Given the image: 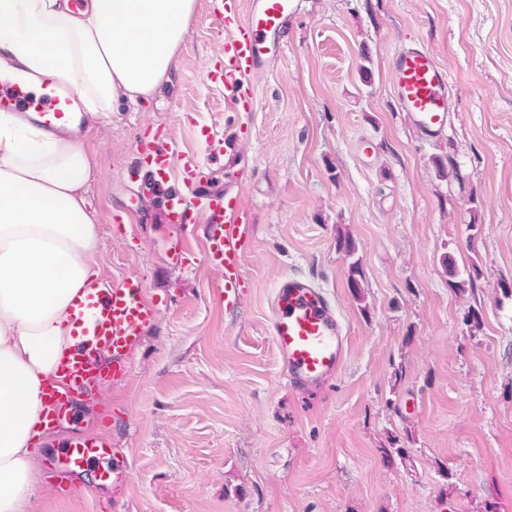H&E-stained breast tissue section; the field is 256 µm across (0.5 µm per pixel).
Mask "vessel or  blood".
I'll list each match as a JSON object with an SVG mask.
<instances>
[{
  "label": "vessel or blood",
  "mask_w": 512,
  "mask_h": 512,
  "mask_svg": "<svg viewBox=\"0 0 512 512\" xmlns=\"http://www.w3.org/2000/svg\"><path fill=\"white\" fill-rule=\"evenodd\" d=\"M297 11L296 0H224L220 18L224 44L220 55L208 64L205 77L223 86L237 111L253 110L259 81L270 63L284 53L280 33ZM391 72L401 111L422 136L443 139L453 110L448 70L427 47L415 42L394 54ZM77 102L75 91L60 88L37 94L22 75L0 73V112H34L44 127L52 129ZM176 165L193 190L166 195L163 221L203 226V259L223 270L224 309L233 311L243 300L240 278L247 241V228L239 224L237 210L252 174L239 169L232 183H215L204 173L199 158L180 152L172 136H143L136 144L132 167L140 175L143 198L163 188ZM75 312L80 340L62 354V378L46 390L44 422L50 430L74 414L83 395L129 377L130 353L159 318L158 309L146 299L144 281L137 276L112 284L90 281ZM268 331L293 389L318 391L337 377L347 355L348 337L326 289L299 274L283 275L273 291ZM95 461L108 462L103 475L113 484H123L131 475L128 457L114 447L111 437L79 431L65 438L53 471L71 478Z\"/></svg>",
  "instance_id": "1"
}]
</instances>
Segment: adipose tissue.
Returning a JSON list of instances; mask_svg holds the SVG:
<instances>
[{
	"label": "adipose tissue",
	"mask_w": 512,
	"mask_h": 512,
	"mask_svg": "<svg viewBox=\"0 0 512 512\" xmlns=\"http://www.w3.org/2000/svg\"><path fill=\"white\" fill-rule=\"evenodd\" d=\"M195 0H0V50L32 76L73 88L85 111L150 96L171 72ZM83 140L0 112V512H30V453L44 388L72 345L71 318L92 279L96 216Z\"/></svg>",
	"instance_id": "1"
}]
</instances>
